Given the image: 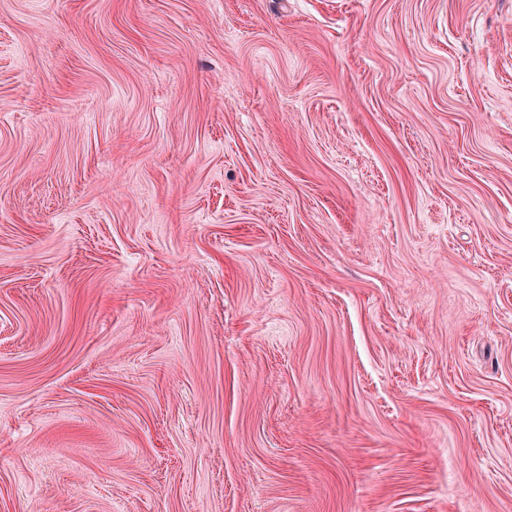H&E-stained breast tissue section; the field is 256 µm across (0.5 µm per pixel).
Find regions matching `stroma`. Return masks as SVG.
<instances>
[{"label": "stroma", "instance_id": "stroma-1", "mask_svg": "<svg viewBox=\"0 0 512 512\" xmlns=\"http://www.w3.org/2000/svg\"><path fill=\"white\" fill-rule=\"evenodd\" d=\"M0 512H512V0H0Z\"/></svg>", "mask_w": 512, "mask_h": 512}]
</instances>
